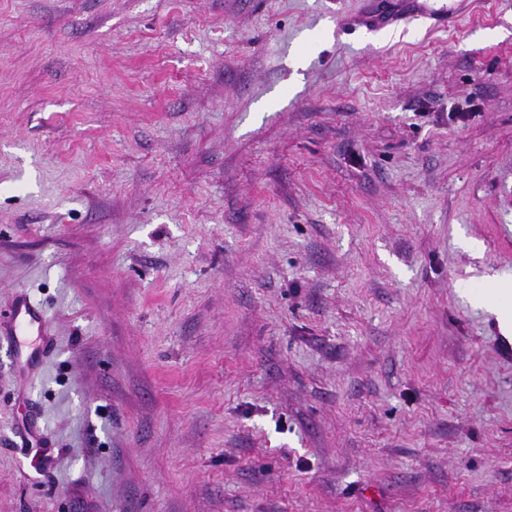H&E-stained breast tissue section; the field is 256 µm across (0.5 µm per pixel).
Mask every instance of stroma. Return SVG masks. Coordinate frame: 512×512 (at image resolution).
<instances>
[{
	"label": "stroma",
	"instance_id": "1",
	"mask_svg": "<svg viewBox=\"0 0 512 512\" xmlns=\"http://www.w3.org/2000/svg\"><path fill=\"white\" fill-rule=\"evenodd\" d=\"M362 7L0 0V512H512V0ZM411 2L421 1L419 10L427 13L431 16L438 24L446 26L448 23V14L453 13L457 5L454 0H410ZM450 4V6H448ZM497 297L496 314L503 333L512 329V273H495L489 277ZM6 326L12 336L23 345L30 339L41 341L49 333V322L46 312L27 299H20L12 308L7 320L0 321Z\"/></svg>",
	"mask_w": 512,
	"mask_h": 512
}]
</instances>
